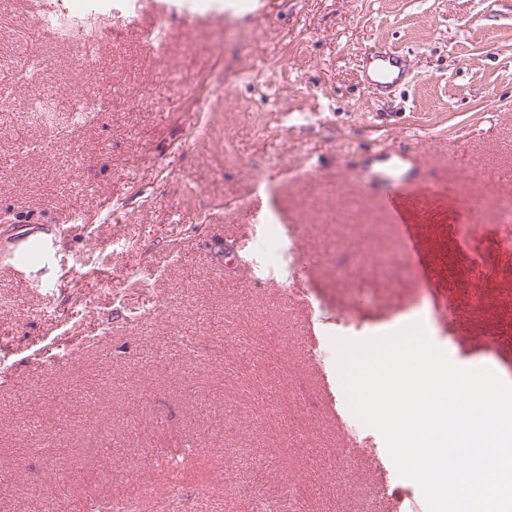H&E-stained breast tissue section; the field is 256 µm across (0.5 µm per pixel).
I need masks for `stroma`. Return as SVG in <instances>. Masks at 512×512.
Segmentation results:
<instances>
[{"label": "stroma", "mask_w": 512, "mask_h": 512, "mask_svg": "<svg viewBox=\"0 0 512 512\" xmlns=\"http://www.w3.org/2000/svg\"><path fill=\"white\" fill-rule=\"evenodd\" d=\"M238 0H138L137 26L79 42L27 34L38 0L0 10V70L35 54L37 76L8 78L15 98L71 97L103 85L106 111L36 121L0 111V248L18 223L56 225L59 262L47 271L0 265V468L14 481L0 512H32L36 496L64 492L71 512L127 486L176 481L193 502L223 512L285 502L287 480L320 472L308 512H386L374 458L382 436L356 450L326 405L307 361L309 337L334 356L332 337L365 339L423 314L431 339L459 366L512 369L478 337L512 329V229L490 201L512 197V0H265L241 16V35L217 21ZM161 26L165 58L144 41ZM375 46L405 53L410 74L384 96L364 78ZM220 86L207 111L193 95ZM416 160L435 185L414 216L426 287L375 204L381 149ZM86 221L69 227L67 209ZM294 225L291 249L268 252L265 224ZM484 225L463 252L449 234L459 215ZM253 238L262 275L226 264L225 248ZM364 263L336 276V249ZM481 260L471 272V256ZM51 282L52 292L36 289ZM486 310L448 318L445 294ZM38 415L63 453L36 454L17 430ZM300 437L284 441L281 417ZM122 456L99 444L110 421ZM263 459L265 477L241 481L237 455ZM236 484L235 493L224 491Z\"/></svg>", "instance_id": "35a3bbf8"}]
</instances>
